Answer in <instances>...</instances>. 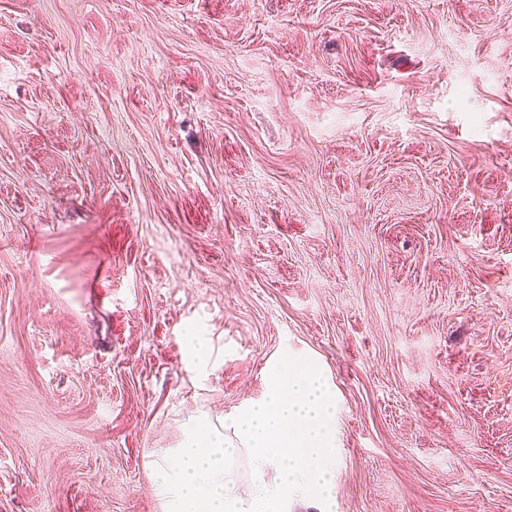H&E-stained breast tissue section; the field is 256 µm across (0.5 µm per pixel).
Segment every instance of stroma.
<instances>
[{
  "instance_id": "stroma-1",
  "label": "stroma",
  "mask_w": 512,
  "mask_h": 512,
  "mask_svg": "<svg viewBox=\"0 0 512 512\" xmlns=\"http://www.w3.org/2000/svg\"><path fill=\"white\" fill-rule=\"evenodd\" d=\"M285 353L335 512H512V0H0V512H166Z\"/></svg>"
}]
</instances>
